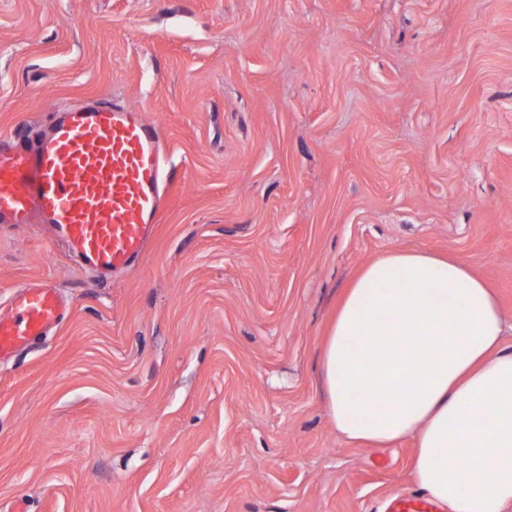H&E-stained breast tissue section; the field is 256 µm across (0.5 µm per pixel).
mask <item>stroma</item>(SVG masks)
<instances>
[{"mask_svg":"<svg viewBox=\"0 0 512 512\" xmlns=\"http://www.w3.org/2000/svg\"><path fill=\"white\" fill-rule=\"evenodd\" d=\"M105 98L158 125L167 202L98 277L0 227V303L72 302L0 363V512H384L414 442L351 444L320 390L360 268L450 254L512 348V0H0V133Z\"/></svg>","mask_w":512,"mask_h":512,"instance_id":"1","label":"stroma"}]
</instances>
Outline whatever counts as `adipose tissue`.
<instances>
[{
  "mask_svg": "<svg viewBox=\"0 0 512 512\" xmlns=\"http://www.w3.org/2000/svg\"><path fill=\"white\" fill-rule=\"evenodd\" d=\"M487 284L452 257L393 251L352 281L321 350L349 441L415 439L412 474L448 512L512 507V350Z\"/></svg>",
  "mask_w": 512,
  "mask_h": 512,
  "instance_id": "obj_1",
  "label": "adipose tissue"
}]
</instances>
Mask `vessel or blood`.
I'll list each match as a JSON object with an SVG mask.
<instances>
[{
  "label": "vessel or blood",
  "instance_id": "b4317fda",
  "mask_svg": "<svg viewBox=\"0 0 512 512\" xmlns=\"http://www.w3.org/2000/svg\"><path fill=\"white\" fill-rule=\"evenodd\" d=\"M49 129L14 146L0 137V226L47 225L84 268L107 277L129 269L165 205L166 148L139 110L107 101L55 111ZM70 306L58 289L33 283L0 311V362L58 327ZM389 512H439L421 494Z\"/></svg>",
  "mask_w": 512,
  "mask_h": 512
}]
</instances>
